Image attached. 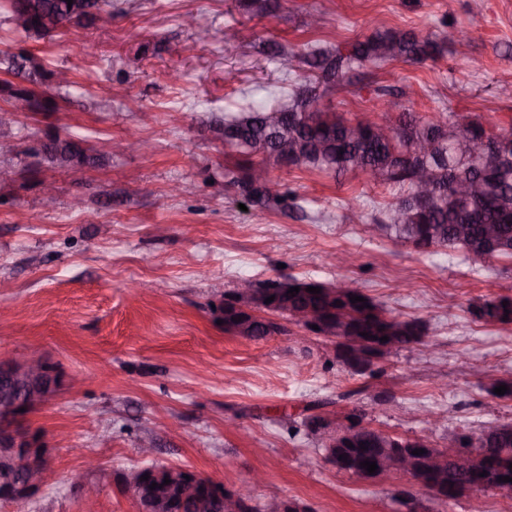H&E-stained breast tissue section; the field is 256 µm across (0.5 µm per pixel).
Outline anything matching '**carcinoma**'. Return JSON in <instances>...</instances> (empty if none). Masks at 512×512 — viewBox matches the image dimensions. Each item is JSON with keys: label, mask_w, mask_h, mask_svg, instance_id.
<instances>
[{"label": "carcinoma", "mask_w": 512, "mask_h": 512, "mask_svg": "<svg viewBox=\"0 0 512 512\" xmlns=\"http://www.w3.org/2000/svg\"><path fill=\"white\" fill-rule=\"evenodd\" d=\"M114 0H35L29 25L15 28L21 37L41 40L52 35L45 25L49 20L58 26L71 24L87 26L92 18L100 20L112 16ZM439 45L430 38H419L413 33L375 29L362 41L329 51L314 50L306 63L313 69L314 85L301 88L268 104L259 101L244 112H236L213 123L224 128V145L246 158L249 163L241 178L231 176L229 183L253 205L261 208L288 205V196L272 192L266 178L267 158L274 155L278 163L287 167L305 168L341 175L362 173L376 185L403 190L395 205L385 214L380 228L386 233L412 244L420 250L431 248H460L466 254L477 250L490 226L498 231L499 248L486 252L487 257L512 259V149L499 156L492 172L477 168L471 154L481 150L484 127L475 122L439 123L429 118H416L403 113L387 127L369 121L348 123L334 112H325L318 101L341 86L355 70L368 64L402 59L421 62L434 58ZM393 132L390 137L378 133L381 128ZM60 153L91 166L99 165L108 154L79 140L58 142L57 136L48 137ZM259 161H253V158ZM428 171L436 193L430 207H419L415 198L419 190L418 173ZM465 180L472 187V201L462 209L452 196L453 185ZM321 288V293L310 294L304 301L324 315L330 316L336 335L349 330L366 332V350L374 351L381 344L380 337H396L397 349L419 343L425 327L419 320H398L386 315L383 308L359 288H338L330 298L325 284L315 280L288 278V287L271 288L277 298L288 300L291 287ZM364 298L366 307L353 303L350 296ZM476 317L490 323H512V297L500 296L473 305ZM249 339L269 336L268 325L262 317L246 316ZM512 432V423L495 425L477 438L460 437L464 447L474 448L480 455L478 466L449 463L441 473L424 472L419 485L424 491L448 483L445 500H453L467 490H491V482L505 476L512 477V451L498 447L504 428ZM376 434L363 437L364 448H351L356 463L377 460L373 447ZM487 472L482 477L480 473Z\"/></svg>", "instance_id": "cac0c4a2"}]
</instances>
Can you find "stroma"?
Wrapping results in <instances>:
<instances>
[{"label": "stroma", "instance_id": "1", "mask_svg": "<svg viewBox=\"0 0 512 512\" xmlns=\"http://www.w3.org/2000/svg\"><path fill=\"white\" fill-rule=\"evenodd\" d=\"M111 18L23 41L0 10V50L25 49L43 67L31 88L50 112L14 104L24 155L0 184V360L31 353L62 385L26 417L49 450L56 481L0 512H138L121 477L148 463L180 466L233 487L256 471L253 504L294 499L315 512H395L399 476L372 481L324 459L326 426L359 409L364 425L400 437L475 436L512 422V400L489 384L512 379V324L472 315L473 303L512 297V259L475 263L453 249L416 250L376 229L398 189L364 175L270 170L289 210H240L225 169L243 160L208 128L211 116L308 84L277 68V53L344 46L367 22L430 36L442 52L421 63L367 66L321 108L347 120L393 123L444 112L491 132L512 129V0H117ZM211 37L196 43L183 18ZM324 17L308 28L309 13ZM72 81L60 88L54 71ZM386 94H379V87ZM101 143L136 133L149 153L116 154L80 173L38 154L46 135ZM57 203L44 208L41 184ZM295 276L357 282L388 315L423 322L420 343L358 375L335 341L300 330L250 341L225 333L220 309L241 280ZM297 434H290V427ZM152 430L156 453L138 449ZM98 468L82 487L70 477Z\"/></svg>", "mask_w": 512, "mask_h": 512}]
</instances>
